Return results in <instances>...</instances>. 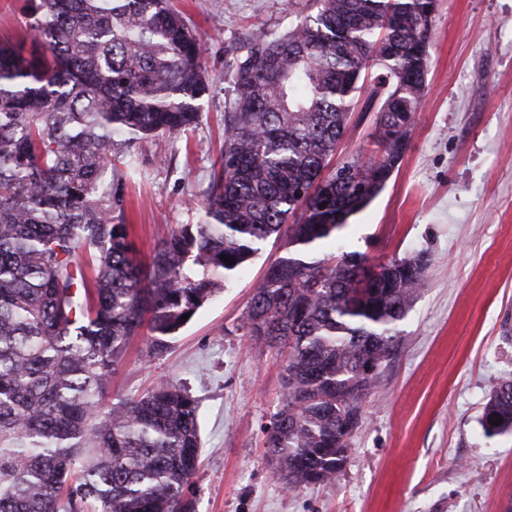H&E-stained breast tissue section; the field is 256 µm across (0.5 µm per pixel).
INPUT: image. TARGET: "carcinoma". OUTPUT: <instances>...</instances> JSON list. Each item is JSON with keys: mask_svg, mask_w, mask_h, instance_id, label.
<instances>
[{"mask_svg": "<svg viewBox=\"0 0 512 512\" xmlns=\"http://www.w3.org/2000/svg\"><path fill=\"white\" fill-rule=\"evenodd\" d=\"M435 7L312 0L224 52L233 98L204 217L144 263L126 224L135 146L201 122L203 43L173 0H27L34 51L0 41V512H193L198 401L170 381L114 401L112 378L139 336L163 354L271 237L285 254L241 325L287 355L267 454L290 488L336 480L379 378L364 367L393 357L426 280L420 257L371 265L336 243L406 152ZM362 99L379 103L376 154L335 163ZM480 427L512 434V381Z\"/></svg>", "mask_w": 512, "mask_h": 512, "instance_id": "1", "label": "carcinoma"}]
</instances>
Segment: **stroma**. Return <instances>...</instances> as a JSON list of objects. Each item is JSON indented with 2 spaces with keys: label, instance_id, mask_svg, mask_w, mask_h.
Masks as SVG:
<instances>
[{
  "label": "stroma",
  "instance_id": "obj_1",
  "mask_svg": "<svg viewBox=\"0 0 512 512\" xmlns=\"http://www.w3.org/2000/svg\"><path fill=\"white\" fill-rule=\"evenodd\" d=\"M206 48L211 90L198 127L137 144L141 172L127 219L141 255L200 203L223 145L230 85L224 51L278 34L308 0H180ZM428 87L409 148L381 193L352 216L348 248L370 262L424 255L425 288L401 342L362 406L335 481L285 488L266 453L286 360L251 344L240 323L255 283L283 250L267 240L197 310L166 353L131 346L118 396L179 382L200 404L194 512H506L512 435H481L495 383L512 380V0H439ZM375 112H354L337 151L370 157Z\"/></svg>",
  "mask_w": 512,
  "mask_h": 512
}]
</instances>
